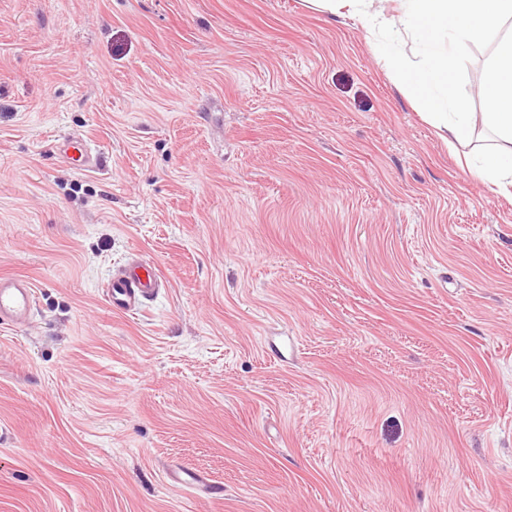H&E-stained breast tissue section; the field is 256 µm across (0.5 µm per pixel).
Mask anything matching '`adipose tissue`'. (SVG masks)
Returning a JSON list of instances; mask_svg holds the SVG:
<instances>
[{"label":"adipose tissue","mask_w":512,"mask_h":512,"mask_svg":"<svg viewBox=\"0 0 512 512\" xmlns=\"http://www.w3.org/2000/svg\"><path fill=\"white\" fill-rule=\"evenodd\" d=\"M310 10L348 15L366 30L389 27L385 14L374 11L373 0H305ZM399 23L422 46V55L407 60L390 42L377 44L394 77L417 91L426 119L440 131L449 149L466 140L472 114L468 100L456 93L453 72L469 45L494 40L484 71L486 110L483 123L495 136L468 172L487 182L497 194L512 197V0H396Z\"/></svg>","instance_id":"adipose-tissue-1"}]
</instances>
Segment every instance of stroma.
<instances>
[{
    "label": "stroma",
    "instance_id": "1",
    "mask_svg": "<svg viewBox=\"0 0 512 512\" xmlns=\"http://www.w3.org/2000/svg\"><path fill=\"white\" fill-rule=\"evenodd\" d=\"M491 138L450 151L303 0H0V273L35 290L0 512H512V199L460 165ZM134 262L162 284L119 315ZM56 149L65 162L76 169L85 170L97 165V155L84 138L65 136L58 140ZM159 286V276L153 267L134 264L131 269L112 276L107 299L120 313H136L154 297ZM168 480L174 485H191L192 488L208 496L220 495V487L211 484L203 476L195 472L175 471L167 474Z\"/></svg>",
    "mask_w": 512,
    "mask_h": 512
}]
</instances>
